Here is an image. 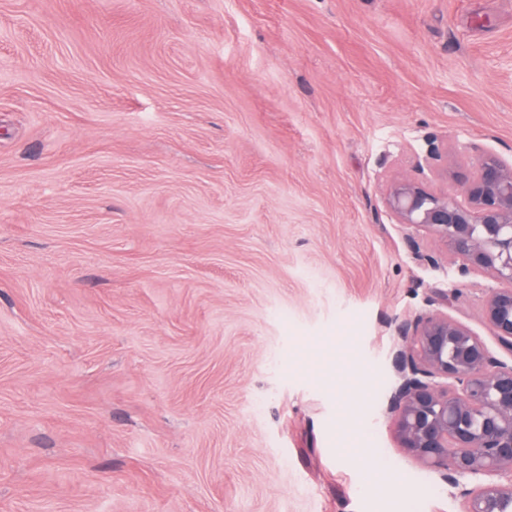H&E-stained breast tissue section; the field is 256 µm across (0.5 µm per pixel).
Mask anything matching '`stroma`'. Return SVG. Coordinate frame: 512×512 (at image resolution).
Segmentation results:
<instances>
[{"instance_id": "1", "label": "stroma", "mask_w": 512, "mask_h": 512, "mask_svg": "<svg viewBox=\"0 0 512 512\" xmlns=\"http://www.w3.org/2000/svg\"><path fill=\"white\" fill-rule=\"evenodd\" d=\"M483 153L512 0H0V512H467L384 405L495 283L384 196Z\"/></svg>"}]
</instances>
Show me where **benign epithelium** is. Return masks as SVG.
I'll use <instances>...</instances> for the list:
<instances>
[{"label":"benign epithelium","instance_id":"benign-epithelium-1","mask_svg":"<svg viewBox=\"0 0 512 512\" xmlns=\"http://www.w3.org/2000/svg\"><path fill=\"white\" fill-rule=\"evenodd\" d=\"M464 199L395 176L384 204L397 223L429 234L457 260V274L483 273L489 290L481 319L498 346L512 355V163L482 154L464 183ZM413 258L438 264L413 236ZM438 308L402 323L404 348L392 359L397 380L385 415L398 447L435 469L459 490L467 512H512V363L499 359L483 337ZM498 474L503 482H484Z\"/></svg>","mask_w":512,"mask_h":512}]
</instances>
